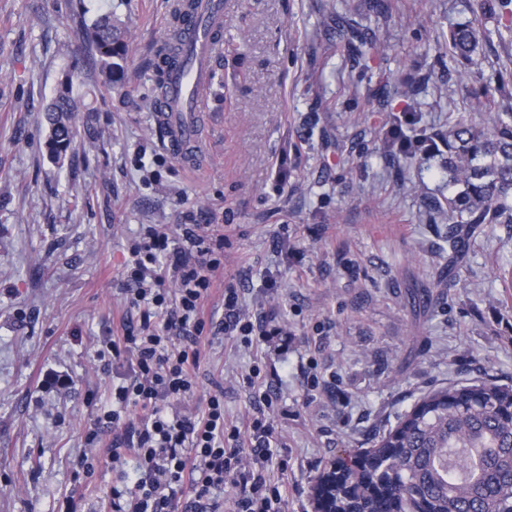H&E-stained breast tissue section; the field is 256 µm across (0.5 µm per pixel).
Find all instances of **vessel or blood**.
I'll return each mask as SVG.
<instances>
[{"label": "vessel or blood", "mask_w": 512, "mask_h": 512, "mask_svg": "<svg viewBox=\"0 0 512 512\" xmlns=\"http://www.w3.org/2000/svg\"><path fill=\"white\" fill-rule=\"evenodd\" d=\"M224 6L225 0H196L188 17L194 40L154 103V122L165 145L172 154L191 161L199 152L200 114L212 80L210 59L220 47L213 35L224 23Z\"/></svg>", "instance_id": "1"}]
</instances>
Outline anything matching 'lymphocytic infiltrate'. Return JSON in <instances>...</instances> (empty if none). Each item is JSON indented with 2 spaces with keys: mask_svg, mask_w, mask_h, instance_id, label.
Masks as SVG:
<instances>
[{
  "mask_svg": "<svg viewBox=\"0 0 512 512\" xmlns=\"http://www.w3.org/2000/svg\"><path fill=\"white\" fill-rule=\"evenodd\" d=\"M229 236L209 234L205 225L184 223L175 229L159 224L143 228L129 245L124 264L128 304L139 322L121 320L102 337L100 357L125 367L110 394L103 416L112 436L97 431L74 467L76 484L63 512H78L82 482L100 458L114 465L134 460L132 475L113 486L102 512H170L177 493L190 488L195 512H219L218 494L226 483L238 493L232 512H283L288 487L267 473L279 431L267 410L269 392L257 391L260 365L244 378L254 388V411L233 421L224 414V389L216 387L198 409H188L196 379L207 357L202 343L206 326L215 334L258 342L281 355L288 350V328L252 319L232 281L224 283V319L214 322L206 302L225 268Z\"/></svg>",
  "mask_w": 512,
  "mask_h": 512,
  "instance_id": "obj_1",
  "label": "lymphocytic infiltrate"
}]
</instances>
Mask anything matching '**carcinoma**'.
<instances>
[{"instance_id":"1","label":"carcinoma","mask_w":512,"mask_h":512,"mask_svg":"<svg viewBox=\"0 0 512 512\" xmlns=\"http://www.w3.org/2000/svg\"><path fill=\"white\" fill-rule=\"evenodd\" d=\"M195 0H178L170 40L157 55L159 84L181 57L191 32L184 17ZM512 0H476L479 16L448 35L452 56L474 62L487 38L480 17L509 13ZM82 39L110 81L123 80L128 45L125 30L110 14L82 29ZM373 39L354 32L353 57L365 54ZM506 85L484 88L475 108L489 114L490 125L462 118L448 129L395 118L390 134L403 147L387 149L395 159L442 158L448 184L458 190L427 207L448 221V282L469 240L482 229L512 225V112L499 110L496 95ZM82 104L70 85L61 86L45 108L48 145L59 157L75 144V115ZM407 133H401V128ZM316 512H512V382L486 375L433 389L375 438L369 448H347L330 460L312 486Z\"/></svg>"}]
</instances>
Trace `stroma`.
<instances>
[{"label": "stroma", "instance_id": "obj_1", "mask_svg": "<svg viewBox=\"0 0 512 512\" xmlns=\"http://www.w3.org/2000/svg\"><path fill=\"white\" fill-rule=\"evenodd\" d=\"M174 0H0V512H58L112 372L99 339L125 317L127 248L146 224L186 212L223 233L242 302L287 324L286 354L219 335L199 394L224 387V412H252L244 377L287 410L268 464L286 512L341 450L370 447L426 391L487 374L512 380V229L470 241L449 284L448 195L439 159L392 164L375 109L435 128L483 124L472 93L512 73V18L484 20L476 63L450 59L449 31L475 0H230L212 62L196 163L165 150L153 120L154 63ZM112 13L126 26L127 76L107 82L81 29ZM379 52L345 55L335 15ZM83 99L79 136L58 162L44 109L64 79ZM287 238L280 251L278 238ZM275 276L277 289L265 286ZM71 389L42 392L46 371ZM329 384L311 389L310 375Z\"/></svg>", "mask_w": 512, "mask_h": 512}]
</instances>
